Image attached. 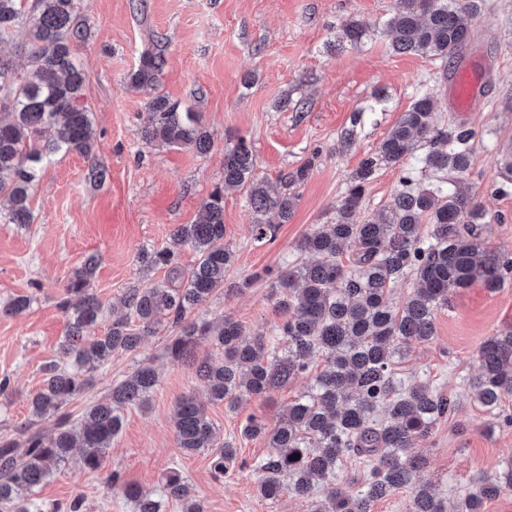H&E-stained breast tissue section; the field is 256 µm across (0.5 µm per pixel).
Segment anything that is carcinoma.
Masks as SVG:
<instances>
[{"instance_id":"obj_1","label":"carcinoma","mask_w":512,"mask_h":512,"mask_svg":"<svg viewBox=\"0 0 512 512\" xmlns=\"http://www.w3.org/2000/svg\"><path fill=\"white\" fill-rule=\"evenodd\" d=\"M0 0V198L7 199L10 224H30L31 190L43 163L57 153H93L91 121L80 100L86 96L83 71L74 61L84 30L75 17L74 0ZM480 10L478 0H399L385 23L393 53H414L445 63L456 59L470 42L471 22ZM28 24L31 69L18 73L7 51L15 28ZM363 24L352 18L343 27V40L362 42ZM164 57L144 52L128 74V84L140 87L159 80ZM438 102L425 90L401 114L373 155L362 159L350 177L336 220L305 234L298 250L318 257L310 265L285 263L254 276L278 295L283 316L275 328L278 344L244 338L243 326L230 317L214 324L189 318L195 308L218 289L233 263L224 245V196L249 187L254 213V238L262 242L275 235L277 224L288 222L296 198L279 183L253 179L255 156L240 137L224 152V178L200 203L192 224H179L169 245L140 255L147 267L163 270L180 280L176 288L157 284L132 288L123 305L135 321L118 319L104 336L86 329L103 314L92 292L95 257L68 277L67 297L59 303L68 318L58 358L42 366L43 383L32 395L37 418L53 417L56 431L47 435L24 424L0 436V512H30L27 493L53 476L81 449L83 469H103L112 438L121 428V413L141 407L157 386L159 375L151 364L139 365L112 385L108 397L90 406L73 424L67 404L90 387L93 372L108 364L112 354L138 349L145 337L167 322L176 335L166 347L174 362L195 369L211 399L234 408L244 396L268 398L310 369L318 358L324 368L310 391L291 401L280 423L272 428L253 418L243 428L246 437L265 440L269 451L260 468L266 473L260 486L267 499L288 488L300 498L325 491V504L314 512H372L375 501L407 488L406 512H446L443 502L427 485L413 481L426 465L412 451L431 437L437 423L451 417L456 403L435 393L427 382L405 385L395 378L394 359L412 343L435 336V312L448 304V294L476 281L494 290L512 277V255L490 252L480 240L479 228L499 220L486 212L461 186L448 187L443 179L428 189L414 187L409 170L387 211L376 219L358 217L366 184L381 166L400 165L409 150L427 143L424 164L438 173L461 178L472 162L475 130L466 122L439 127L433 115ZM140 135L148 143L209 151L210 131L193 106L165 95L153 98ZM193 247L199 259L182 269L179 250ZM355 250L352 266L340 261L344 248ZM412 276L415 288L402 306L395 307L390 288ZM31 293L11 299L0 311L6 315L28 309ZM210 342L221 350L217 358L199 359L195 349ZM480 369L469 381L475 400L494 415L498 424L512 425V415L500 412L503 399L512 396V331L486 339L479 347ZM386 418H373L378 408ZM178 447L188 454L209 450L214 474L224 475L234 465L236 446L217 442L204 406L192 396L181 398L174 411ZM299 455L293 460L291 456ZM367 456L375 465L363 489L346 494L335 487L336 469L346 455ZM135 512H161L151 490L121 487ZM512 490V464L489 477L458 503L457 512H484L486 502ZM165 495L182 512H206L190 483L169 474Z\"/></svg>"}]
</instances>
